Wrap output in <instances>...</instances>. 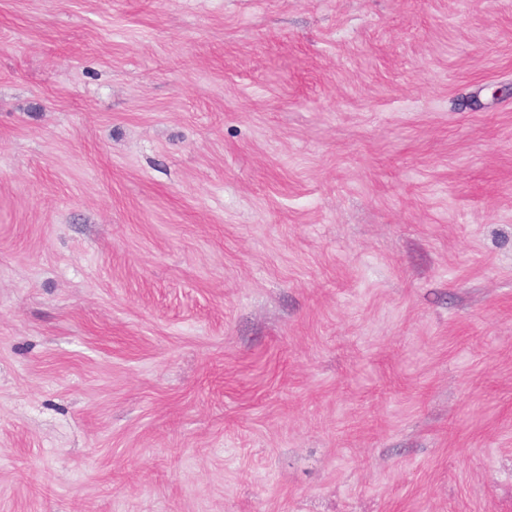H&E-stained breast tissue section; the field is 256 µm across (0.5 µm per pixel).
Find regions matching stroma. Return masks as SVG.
I'll return each mask as SVG.
<instances>
[{
  "mask_svg": "<svg viewBox=\"0 0 512 512\" xmlns=\"http://www.w3.org/2000/svg\"><path fill=\"white\" fill-rule=\"evenodd\" d=\"M0 512H512V0H0Z\"/></svg>",
  "mask_w": 512,
  "mask_h": 512,
  "instance_id": "obj_1",
  "label": "stroma"
}]
</instances>
